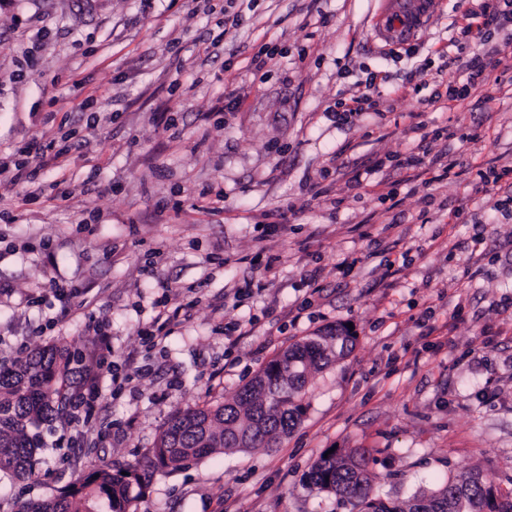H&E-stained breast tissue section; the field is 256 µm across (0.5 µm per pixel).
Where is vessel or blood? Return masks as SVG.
I'll return each mask as SVG.
<instances>
[{
    "instance_id": "obj_1",
    "label": "vessel or blood",
    "mask_w": 512,
    "mask_h": 512,
    "mask_svg": "<svg viewBox=\"0 0 512 512\" xmlns=\"http://www.w3.org/2000/svg\"><path fill=\"white\" fill-rule=\"evenodd\" d=\"M430 13L431 0H382L370 34L391 45L406 44Z\"/></svg>"
}]
</instances>
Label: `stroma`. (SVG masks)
Returning a JSON list of instances; mask_svg holds the SVG:
<instances>
[{
  "instance_id": "obj_1",
  "label": "stroma",
  "mask_w": 512,
  "mask_h": 512,
  "mask_svg": "<svg viewBox=\"0 0 512 512\" xmlns=\"http://www.w3.org/2000/svg\"><path fill=\"white\" fill-rule=\"evenodd\" d=\"M434 2L393 50L368 36L379 0H0V151L87 142L33 198L0 182V363L92 348L100 324L112 344L89 421L54 424L37 476L0 474V512L139 465L172 415L347 323L287 434L156 473L138 512H351L305 484L334 447L366 451L390 502L467 470L512 488V72L433 101L474 52ZM371 75L377 110L338 124ZM55 280L80 289L65 317ZM159 300L179 316L149 341Z\"/></svg>"
}]
</instances>
